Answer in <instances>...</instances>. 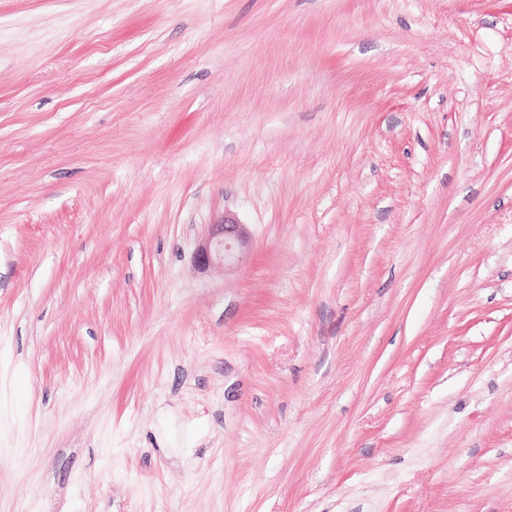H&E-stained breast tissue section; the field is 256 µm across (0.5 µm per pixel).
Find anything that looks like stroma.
Here are the masks:
<instances>
[{"mask_svg": "<svg viewBox=\"0 0 512 512\" xmlns=\"http://www.w3.org/2000/svg\"><path fill=\"white\" fill-rule=\"evenodd\" d=\"M0 512H512V0H0ZM248 245L244 224L233 216L224 215L223 220L211 224L208 235L198 244L194 252L195 263L202 270L213 264L238 265L244 261Z\"/></svg>", "mask_w": 512, "mask_h": 512, "instance_id": "obj_1", "label": "stroma"}]
</instances>
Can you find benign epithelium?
Wrapping results in <instances>:
<instances>
[{"instance_id": "1", "label": "benign epithelium", "mask_w": 512, "mask_h": 512, "mask_svg": "<svg viewBox=\"0 0 512 512\" xmlns=\"http://www.w3.org/2000/svg\"><path fill=\"white\" fill-rule=\"evenodd\" d=\"M248 245L244 225L235 217L226 215L211 225L208 235L198 244L194 252L195 263L202 270L213 264L235 266L244 261Z\"/></svg>"}]
</instances>
